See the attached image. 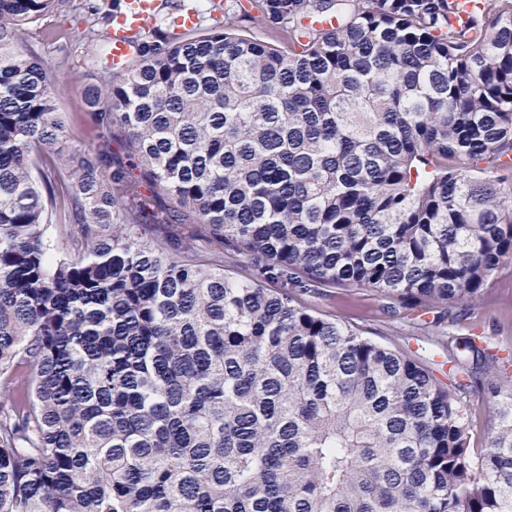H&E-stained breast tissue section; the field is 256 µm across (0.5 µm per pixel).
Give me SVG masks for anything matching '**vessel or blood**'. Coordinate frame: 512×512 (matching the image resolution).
<instances>
[{"label": "vessel or blood", "instance_id": "1", "mask_svg": "<svg viewBox=\"0 0 512 512\" xmlns=\"http://www.w3.org/2000/svg\"><path fill=\"white\" fill-rule=\"evenodd\" d=\"M160 7V0H125L124 10L112 19L109 27L112 49L108 67L116 71L125 69L137 45V36L145 31Z\"/></svg>", "mask_w": 512, "mask_h": 512}]
</instances>
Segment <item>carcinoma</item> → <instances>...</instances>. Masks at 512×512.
I'll use <instances>...</instances> for the list:
<instances>
[{"label": "carcinoma", "instance_id": "carcinoma-1", "mask_svg": "<svg viewBox=\"0 0 512 512\" xmlns=\"http://www.w3.org/2000/svg\"><path fill=\"white\" fill-rule=\"evenodd\" d=\"M66 6L0 0V512H512L488 337L448 335L444 387L297 301L439 308L432 336L512 264V0L458 29L456 0H234L145 31L70 148L24 28ZM221 7L214 5V0H196L197 8L200 13V23L199 25L188 32L180 31L179 29H175V33H189V34H198L202 31H208L209 29H213L215 27H222L224 22V8L227 3H233L229 1L233 0H221ZM218 8L221 12L220 19H216L212 16L213 11ZM487 390L475 391L468 403L474 416V428L471 431V446L473 448H484L486 435L493 422L488 412Z\"/></svg>", "mask_w": 512, "mask_h": 512}]
</instances>
